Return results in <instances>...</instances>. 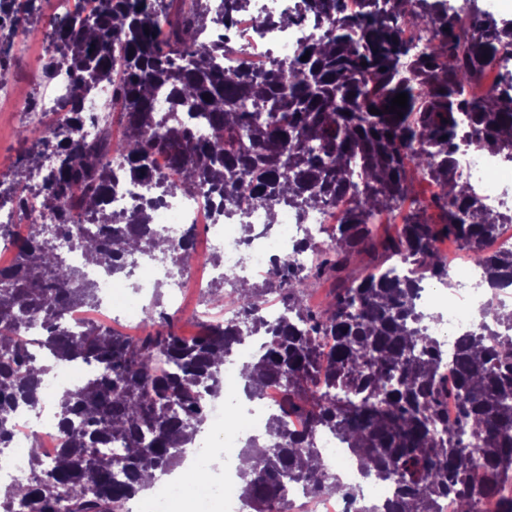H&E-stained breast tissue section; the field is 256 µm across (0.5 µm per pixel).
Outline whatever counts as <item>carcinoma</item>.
Instances as JSON below:
<instances>
[{
	"instance_id": "1",
	"label": "carcinoma",
	"mask_w": 512,
	"mask_h": 512,
	"mask_svg": "<svg viewBox=\"0 0 512 512\" xmlns=\"http://www.w3.org/2000/svg\"><path fill=\"white\" fill-rule=\"evenodd\" d=\"M38 2L0 0V11L18 22L0 36V79L12 38L40 17ZM249 2L221 0L216 9L211 0H77L51 20L43 82L66 76L76 93L58 102L66 129L21 133L29 147L0 175V207L22 220L50 214L84 260L94 252L114 275L130 274L161 240L185 267L193 231L176 245L152 224L153 210L177 195L219 198L215 221L239 220L244 241L254 232L245 217L258 209L270 229L284 204L302 219L346 200L343 221L328 240L302 244L316 254L308 268L279 257L247 291L242 279L229 291L216 283L212 303L234 306L237 318L207 320L192 338L178 333L159 301L143 312V336L92 321L69 326L70 310L99 303L96 282L59 258L45 225L15 238L12 225L0 224L15 250L0 266V448L11 447L21 413L42 409L38 385L55 364L100 368L54 406L60 448L53 465L31 457L27 482L0 487V512H59L63 504L67 512H125L146 488V473L179 464L205 422L204 399L224 391L221 366L255 336L264 342L246 377L250 393L281 382L288 413L308 429L295 433L273 413L268 439L246 441L243 453L257 458L239 474L249 512H278L290 480L331 494L336 481L316 445L320 432L344 438L365 476L395 486L391 512H434V497L448 494L459 512H478L512 476V335L498 331L512 329V311L460 339L450 386L440 376L445 351L427 327L442 318L421 306L425 282L448 283V258L437 246L444 238L472 250L490 287L512 283V250L490 249L503 216L471 192L456 161L461 141L512 160V72L481 98L468 96L486 64L512 59V22L486 13L468 33L449 0H416L409 10L403 0H361L356 18L340 0H298L297 15L320 16L323 31L262 73H230L224 58L233 45L222 33L211 40L204 33L224 29L226 17ZM406 23L431 32L427 52L414 59L398 38ZM104 87L124 134L97 145L78 131L95 119L85 103ZM398 93L407 94V107L393 111ZM158 154L182 171L180 183L168 185L155 172ZM49 155L70 164L46 171ZM418 177L441 186L433 204L442 220L432 221L417 202L397 237L377 238L371 218L409 198ZM150 181L160 194L138 197L128 211L107 207L121 185ZM362 254L372 264L357 269L353 259ZM393 259L405 262V275L394 274ZM312 277L334 281L324 308L305 303ZM270 295L283 306L275 321L260 312ZM343 496L357 512H378L357 485Z\"/></svg>"
}]
</instances>
